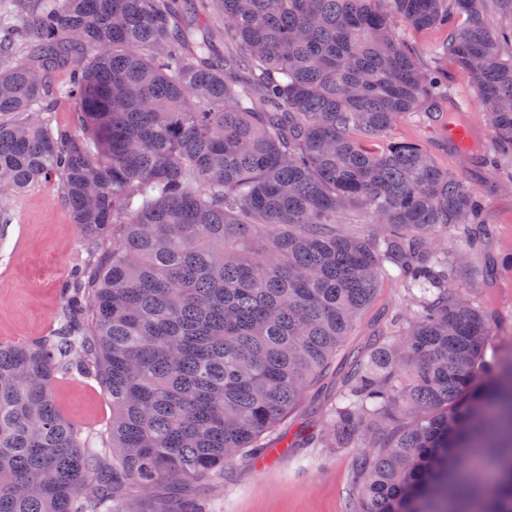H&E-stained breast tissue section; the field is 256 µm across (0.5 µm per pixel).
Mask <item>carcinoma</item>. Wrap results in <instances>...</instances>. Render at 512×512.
<instances>
[{"mask_svg": "<svg viewBox=\"0 0 512 512\" xmlns=\"http://www.w3.org/2000/svg\"><path fill=\"white\" fill-rule=\"evenodd\" d=\"M22 2L0 0V186L52 187L82 244L52 329L0 343V512H206L197 487L336 375L289 447L359 449L348 512H512V362L457 287L479 193L419 143L356 141L452 113L401 22L447 28L512 155V0H36L30 27ZM386 280L410 315L348 349ZM76 376L111 402L98 437L55 402Z\"/></svg>", "mask_w": 512, "mask_h": 512, "instance_id": "carcinoma-1", "label": "carcinoma"}]
</instances>
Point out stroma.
<instances>
[{
	"instance_id": "obj_1",
	"label": "stroma",
	"mask_w": 512,
	"mask_h": 512,
	"mask_svg": "<svg viewBox=\"0 0 512 512\" xmlns=\"http://www.w3.org/2000/svg\"><path fill=\"white\" fill-rule=\"evenodd\" d=\"M401 39L418 46L452 92L471 105L468 122L485 129L482 103L467 77L439 55L442 31L414 32L402 27ZM392 138L425 145L439 163L483 194V218L493 233L484 249L467 257L466 285L474 301L492 318L494 338L512 337V168L476 173L443 147L445 127L413 116L402 120ZM0 342L32 340L53 325L63 302L62 289L78 261L79 230L64 202L43 185L0 200ZM403 290L391 282L378 289L372 307L360 318L350 345L363 344L380 314L406 312ZM61 414L93 432L106 429L112 406L93 381L68 378L55 387ZM319 449L287 448L265 468L237 459L225 469L223 482L206 489L209 512H346L351 489L353 449L331 452L319 463Z\"/></svg>"
}]
</instances>
